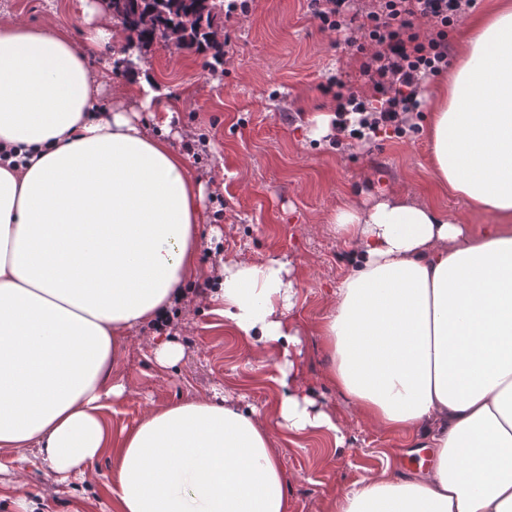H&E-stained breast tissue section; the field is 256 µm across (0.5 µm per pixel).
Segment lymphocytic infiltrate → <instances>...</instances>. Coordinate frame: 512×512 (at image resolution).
<instances>
[{
  "instance_id": "f902f5d3",
  "label": "lymphocytic infiltrate",
  "mask_w": 512,
  "mask_h": 512,
  "mask_svg": "<svg viewBox=\"0 0 512 512\" xmlns=\"http://www.w3.org/2000/svg\"><path fill=\"white\" fill-rule=\"evenodd\" d=\"M357 0H308V9L322 30L342 37L362 54L360 66L369 94L335 87V126L343 132L349 115H357L356 136L367 139L382 129L403 133L410 113L419 111L422 84L448 69V30L474 0H371L368 9Z\"/></svg>"
}]
</instances>
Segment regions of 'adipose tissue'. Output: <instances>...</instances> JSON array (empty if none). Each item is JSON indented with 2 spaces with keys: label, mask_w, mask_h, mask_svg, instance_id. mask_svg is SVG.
<instances>
[{
  "label": "adipose tissue",
  "mask_w": 512,
  "mask_h": 512,
  "mask_svg": "<svg viewBox=\"0 0 512 512\" xmlns=\"http://www.w3.org/2000/svg\"><path fill=\"white\" fill-rule=\"evenodd\" d=\"M75 46L52 26L0 18V472L59 481L112 452V512H290L260 413L231 395L105 412L126 385L127 334L151 332L160 368L184 357L162 330L202 275L204 186L140 112L166 94L150 65L106 92L93 58L127 42L104 0H78ZM457 62L427 95L437 183L478 227L381 188L329 222L348 274L316 327L324 378L375 427L433 449V468L341 491L329 512H512V0L462 23ZM291 263L225 259L212 314L271 362L270 407L292 436L339 445L335 410L298 384ZM34 456H26V449Z\"/></svg>",
  "instance_id": "obj_1"
}]
</instances>
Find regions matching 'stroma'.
<instances>
[{
    "label": "stroma",
    "mask_w": 512,
    "mask_h": 512,
    "mask_svg": "<svg viewBox=\"0 0 512 512\" xmlns=\"http://www.w3.org/2000/svg\"><path fill=\"white\" fill-rule=\"evenodd\" d=\"M74 7L75 0H0V14L34 25L52 23L78 45L82 34L69 22ZM220 40V62L211 53L179 50L161 40L143 49L138 60L166 86L172 145L186 152L193 175L205 186L203 272L217 271L228 257L277 258L297 269L299 378L319 401L335 403L344 438L335 450L316 437L292 444L278 435L274 443L289 478L293 512H328L340 490L372 473L388 468L412 476L432 463L430 453H410L405 438L369 424L323 379L324 354L314 325L348 271L347 248L332 229L331 214L387 184L440 204L453 220L481 225L494 218L471 213L440 188L419 128L371 143L307 137L309 118L335 110L323 90L330 76L361 93L366 86L360 56L321 31L305 0H252L248 13L224 20ZM171 334L184 351L174 371L152 361L147 332H131L120 364L128 390L112 404L114 423H134L152 404L205 396L216 388L240 396L243 405L270 407L276 397L271 368L254 363L250 343L215 315L177 316ZM110 464V455H102L92 479L76 475L65 483L41 466L0 473V512H15V489L44 497L50 512H110L102 483Z\"/></svg>",
    "instance_id": "1"
}]
</instances>
